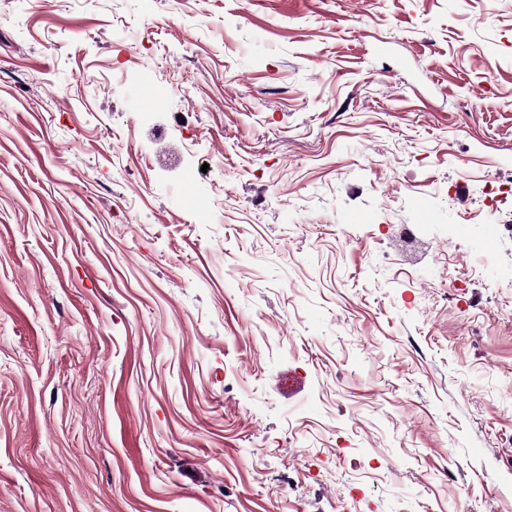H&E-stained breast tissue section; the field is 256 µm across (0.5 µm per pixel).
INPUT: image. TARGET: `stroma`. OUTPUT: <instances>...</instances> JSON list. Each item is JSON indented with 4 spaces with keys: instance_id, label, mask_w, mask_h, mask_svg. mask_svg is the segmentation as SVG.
I'll return each mask as SVG.
<instances>
[{
    "instance_id": "stroma-1",
    "label": "stroma",
    "mask_w": 512,
    "mask_h": 512,
    "mask_svg": "<svg viewBox=\"0 0 512 512\" xmlns=\"http://www.w3.org/2000/svg\"><path fill=\"white\" fill-rule=\"evenodd\" d=\"M510 385L512 0H0V512H512Z\"/></svg>"
}]
</instances>
